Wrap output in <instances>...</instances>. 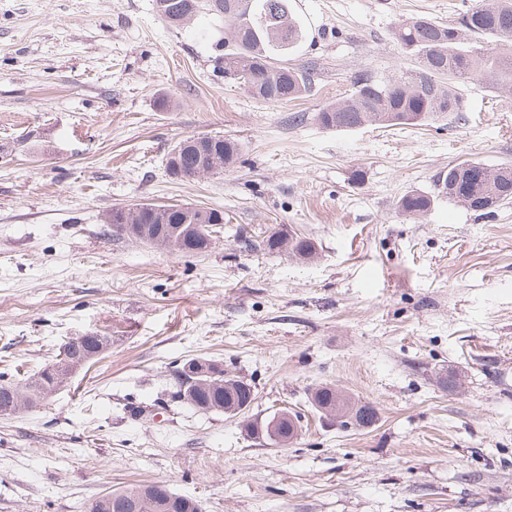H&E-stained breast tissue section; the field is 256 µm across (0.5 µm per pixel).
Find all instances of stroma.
<instances>
[{"label":"stroma","instance_id":"1","mask_svg":"<svg viewBox=\"0 0 512 512\" xmlns=\"http://www.w3.org/2000/svg\"><path fill=\"white\" fill-rule=\"evenodd\" d=\"M475 2L292 0L305 38L289 60L317 77L267 103L214 69L211 16L175 29L154 0H0V381L109 339L0 418V512H87L155 483L202 512H512V201L398 210L448 165H512V95L470 84L459 117L428 126L314 120L357 73L413 67L399 20ZM199 134L236 140V162L170 176V149ZM136 202L224 222L199 255L107 233ZM276 227L313 239L314 259L254 249ZM197 357L252 385L240 416L171 402ZM321 384L374 422L326 418ZM284 409L301 416L288 446L247 433ZM78 340V338H73L70 341L66 342L63 346V350L60 351V353L57 355V358L55 359L63 369L67 368V365L69 368H67L64 371L59 370L58 374V382L65 383L66 380L69 378V375L76 369L81 368L83 366H86L91 361L99 358L102 356L108 349L109 344L107 343V340L98 334H86L84 336H80L78 343L80 345H85L88 348V353L84 354V356L76 360L75 362H70L71 358H77L81 357L84 350H82L81 346L75 345V341ZM70 347L66 350V348ZM70 362V363H69ZM69 363V364H68Z\"/></svg>","mask_w":512,"mask_h":512}]
</instances>
